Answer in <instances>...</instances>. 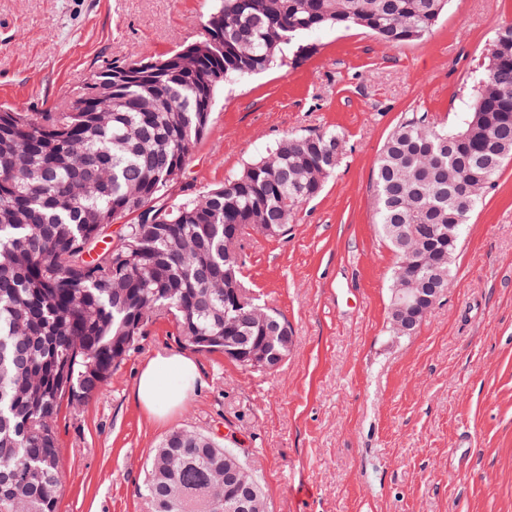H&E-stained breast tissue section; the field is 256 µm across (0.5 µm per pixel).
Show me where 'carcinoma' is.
Returning <instances> with one entry per match:
<instances>
[{
    "label": "carcinoma",
    "instance_id": "cac0c4a2",
    "mask_svg": "<svg viewBox=\"0 0 512 512\" xmlns=\"http://www.w3.org/2000/svg\"><path fill=\"white\" fill-rule=\"evenodd\" d=\"M448 0H216L194 73L174 53L149 72L113 62L67 112H0V512H57L63 482L56 422L62 402L97 398L160 316L202 353L224 338L264 343L282 364L288 323L246 288L244 240L288 232L316 198L345 140L328 130L286 136L224 185L173 198L225 83L269 69L283 46L359 27L387 48L433 32ZM109 99L100 121L90 94ZM512 159V23L491 40L478 88L455 128L425 115L392 131L374 176L379 234L395 252L391 296L428 288L432 302L402 317L411 335L439 300L465 227ZM129 217L117 239L105 230ZM153 512H228L224 446L174 430L147 458Z\"/></svg>",
    "mask_w": 512,
    "mask_h": 512
}]
</instances>
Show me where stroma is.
Masks as SVG:
<instances>
[{"label":"stroma","mask_w":512,"mask_h":512,"mask_svg":"<svg viewBox=\"0 0 512 512\" xmlns=\"http://www.w3.org/2000/svg\"><path fill=\"white\" fill-rule=\"evenodd\" d=\"M213 0H0V105L63 112L120 58L204 36ZM512 0H451L434 31L395 49L360 28L306 37L220 88L186 177L219 186L287 134L334 129L346 151L287 237L245 243L243 277L293 331L274 371L220 353L157 420L134 401L142 365L181 350L170 320L139 337L95 400L57 420L58 512H151L145 461L171 431L239 448L270 512H512V162L467 227L449 285L414 334L388 321L394 252L373 224V174L410 112L455 126Z\"/></svg>","instance_id":"35a3bbf8"}]
</instances>
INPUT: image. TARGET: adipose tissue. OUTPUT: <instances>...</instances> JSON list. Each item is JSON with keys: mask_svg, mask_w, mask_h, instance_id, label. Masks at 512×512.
Wrapping results in <instances>:
<instances>
[{"mask_svg": "<svg viewBox=\"0 0 512 512\" xmlns=\"http://www.w3.org/2000/svg\"><path fill=\"white\" fill-rule=\"evenodd\" d=\"M204 385L194 359L173 352L150 360L141 368L134 398L144 411L160 417L183 407Z\"/></svg>", "mask_w": 512, "mask_h": 512, "instance_id": "obj_1", "label": "adipose tissue"}]
</instances>
